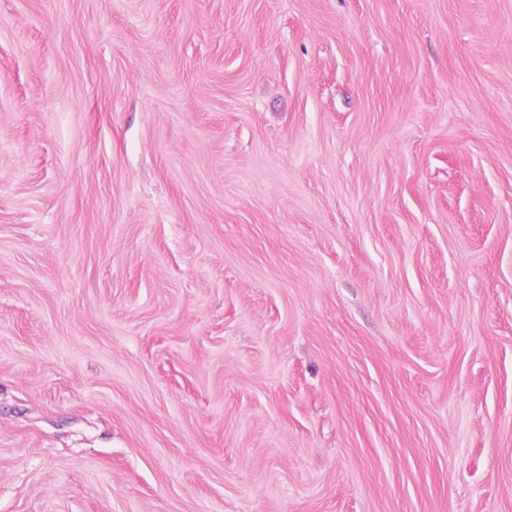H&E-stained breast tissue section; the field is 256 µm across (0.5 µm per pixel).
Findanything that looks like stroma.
Masks as SVG:
<instances>
[{"label":"stroma","instance_id":"35a3bbf8","mask_svg":"<svg viewBox=\"0 0 512 512\" xmlns=\"http://www.w3.org/2000/svg\"><path fill=\"white\" fill-rule=\"evenodd\" d=\"M0 512H512V0H0Z\"/></svg>","mask_w":512,"mask_h":512}]
</instances>
